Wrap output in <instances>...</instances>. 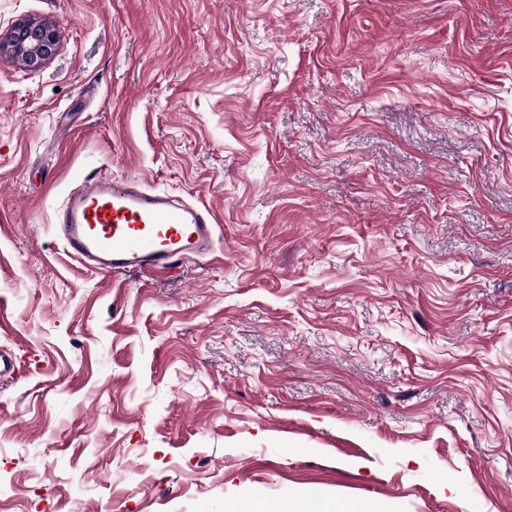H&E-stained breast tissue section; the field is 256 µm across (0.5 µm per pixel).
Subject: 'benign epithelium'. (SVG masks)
I'll return each mask as SVG.
<instances>
[{
    "label": "benign epithelium",
    "instance_id": "benign-epithelium-1",
    "mask_svg": "<svg viewBox=\"0 0 512 512\" xmlns=\"http://www.w3.org/2000/svg\"><path fill=\"white\" fill-rule=\"evenodd\" d=\"M59 44L58 23L26 19L0 34V55L17 58L25 67L36 69L56 55Z\"/></svg>",
    "mask_w": 512,
    "mask_h": 512
}]
</instances>
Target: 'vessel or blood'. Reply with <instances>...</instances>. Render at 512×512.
<instances>
[{
	"label": "vessel or blood",
	"instance_id": "obj_1",
	"mask_svg": "<svg viewBox=\"0 0 512 512\" xmlns=\"http://www.w3.org/2000/svg\"><path fill=\"white\" fill-rule=\"evenodd\" d=\"M56 228L67 253L93 271L164 273L212 250L215 218L208 205L100 177L83 180L68 196Z\"/></svg>",
	"mask_w": 512,
	"mask_h": 512
}]
</instances>
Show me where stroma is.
<instances>
[{
	"instance_id": "1",
	"label": "stroma",
	"mask_w": 512,
	"mask_h": 512,
	"mask_svg": "<svg viewBox=\"0 0 512 512\" xmlns=\"http://www.w3.org/2000/svg\"><path fill=\"white\" fill-rule=\"evenodd\" d=\"M0 512H512V0H0ZM214 207L96 273L77 180ZM59 44L57 22L26 19L0 34V55L20 59L25 67L36 69L56 55Z\"/></svg>"
}]
</instances>
